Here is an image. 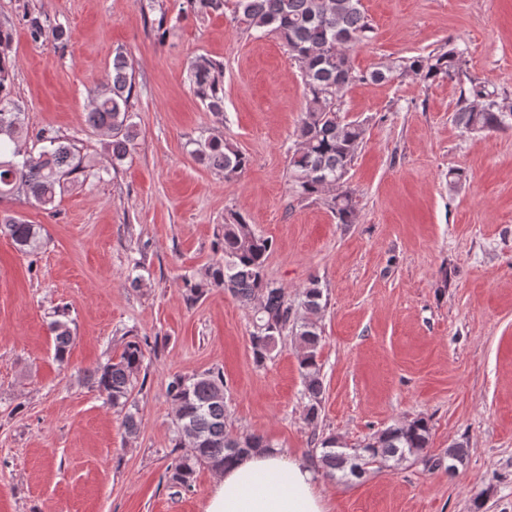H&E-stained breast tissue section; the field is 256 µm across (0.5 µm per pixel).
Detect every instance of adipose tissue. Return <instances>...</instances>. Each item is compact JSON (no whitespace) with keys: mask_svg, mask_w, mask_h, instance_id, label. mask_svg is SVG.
Listing matches in <instances>:
<instances>
[{"mask_svg":"<svg viewBox=\"0 0 512 512\" xmlns=\"http://www.w3.org/2000/svg\"><path fill=\"white\" fill-rule=\"evenodd\" d=\"M207 512H327L307 461L271 448L224 469Z\"/></svg>","mask_w":512,"mask_h":512,"instance_id":"obj_1","label":"adipose tissue"}]
</instances>
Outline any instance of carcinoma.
Listing matches in <instances>:
<instances>
[{
  "label": "carcinoma",
  "instance_id": "1",
  "mask_svg": "<svg viewBox=\"0 0 512 512\" xmlns=\"http://www.w3.org/2000/svg\"><path fill=\"white\" fill-rule=\"evenodd\" d=\"M198 19L224 12L226 0H187ZM233 13L247 30L277 35L301 72L305 108L296 130L294 150L289 159L291 189L301 199L321 200L339 224H352L356 203L347 181L365 137L364 122L342 114L343 90L363 78L353 66L351 51L372 38L373 26L362 9L361 0H234ZM21 24L31 41H51L64 47L71 38L69 28L48 23L40 11H27ZM11 32L0 25V200L23 195L46 211L55 208L57 195L78 181L87 165L78 147L42 128L36 133L42 143L38 153L23 149L29 137L24 117L14 100L13 61L7 53ZM369 78L405 79L432 83L448 79L457 82L458 98L453 122L469 134L512 130V99L489 82L467 71L464 51L448 43L426 55L400 60L378 69ZM190 84L206 108L219 114L224 109V68L199 55L189 65ZM133 71L121 52L112 59V71L94 91L84 121L104 137L112 164L123 161L136 148L139 130L133 121L131 97ZM191 154L205 166L224 175L239 178L249 165L248 157L232 143L215 135H201L190 141ZM10 238L16 249L32 254L41 246L42 227L21 217L0 212V236ZM272 242L258 235L253 225L229 211L217 233L213 258L199 272L198 280L186 283L187 300L194 302L205 288H222L243 306L251 309L253 331L250 348L258 366L270 357L278 341L291 334L300 345L298 364L304 395L308 399L305 418L315 424L323 394L322 329L319 317L326 307L317 279L309 280L299 302L288 299L285 288L266 275ZM57 361L64 362L73 336L65 313L52 322ZM146 342L132 337L125 342L118 358H109L86 371L92 387L107 394L112 407L126 411L125 430L138 431L132 409L133 392L145 358ZM175 409L174 447L185 449L168 467L171 484L188 489L196 468L213 471L252 451L274 444L262 435L234 433L227 428V386L224 372L205 371L191 378L173 377L167 387ZM430 426L419 418L394 423L366 443L349 448L335 437L321 442L318 462L329 478L359 477L365 467L390 460L413 457L430 469L448 471L464 464L466 451L457 446L436 457L428 454Z\"/></svg>",
  "mask_w": 512,
  "mask_h": 512
}]
</instances>
